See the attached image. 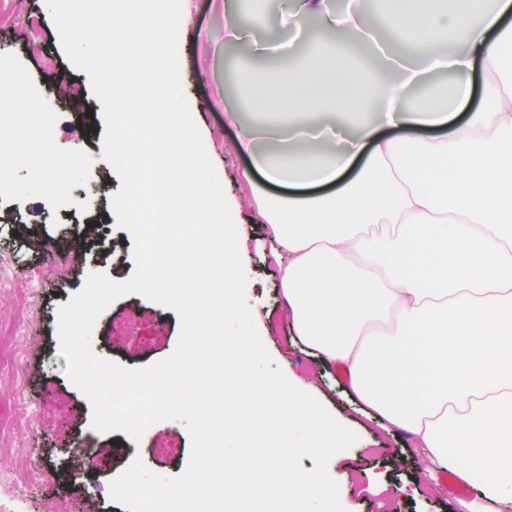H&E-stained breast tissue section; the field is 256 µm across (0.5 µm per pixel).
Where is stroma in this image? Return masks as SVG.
Instances as JSON below:
<instances>
[{"mask_svg":"<svg viewBox=\"0 0 512 512\" xmlns=\"http://www.w3.org/2000/svg\"><path fill=\"white\" fill-rule=\"evenodd\" d=\"M225 0H188L189 22L179 32L181 82L205 149L221 172L226 198L236 200L246 236V297L260 338L275 366L288 380L323 403L338 421L353 430L357 441L332 456L331 476H347L341 503L346 512H466L476 501L483 480L432 478L415 456L409 439L383 430L336 382L335 368L320 363L296 336L278 282L273 243L263 229L253 192L277 194V187L242 177L248 159L236 156L231 142L242 127L254 124L248 107H240L238 124L225 118V104L236 101L239 63L254 75L267 67L258 46L297 54L311 34L280 18L277 0H266V27L256 41L224 45ZM0 111L11 110L13 91L26 85V100L53 96L59 86L78 87L79 100H57L51 139L41 153L19 167L15 189L0 207V475L24 467L38 478L23 487L26 512H58L62 502L79 512H126L110 496V481L134 457L150 471L180 475L186 468L192 438L178 420H164L146 429L140 441L121 431L92 429L91 406L67 376V361L58 353L59 308L80 292L88 274L127 280L135 264L130 233L117 227L111 202L121 181L103 156L105 123L85 122L87 110H101L86 72L67 58L45 0H0ZM36 16L37 26L27 16ZM70 163L67 181L85 186L90 196L77 220H69L52 190L56 183L34 181L41 154ZM108 214L98 223V213ZM133 320L131 333L114 324ZM99 356L128 368L150 365L170 356L179 341V314L137 294L123 296L97 319ZM177 439L175 459L154 457L158 444ZM101 448V466L85 467L86 444Z\"/></svg>","mask_w":512,"mask_h":512,"instance_id":"1","label":"stroma"}]
</instances>
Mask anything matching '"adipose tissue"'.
<instances>
[{"label":"adipose tissue","instance_id":"ef3b65f1","mask_svg":"<svg viewBox=\"0 0 512 512\" xmlns=\"http://www.w3.org/2000/svg\"><path fill=\"white\" fill-rule=\"evenodd\" d=\"M394 77L332 62L328 44L298 64L238 85L272 122L244 128L249 156L284 196L255 202L280 263L281 294L300 339L343 366L351 394L407 432L430 470L484 476L488 505L512 501V0H389ZM295 27L314 19L357 32V0H281ZM452 76L433 84V73ZM482 79L479 106L447 124ZM377 121L348 130L345 111ZM277 146L258 152V140ZM357 175L331 193L315 188ZM309 196H301L304 188ZM369 224H389L370 234Z\"/></svg>","mask_w":512,"mask_h":512}]
</instances>
